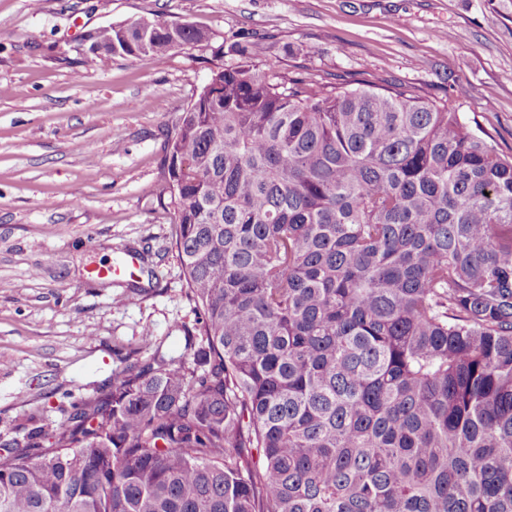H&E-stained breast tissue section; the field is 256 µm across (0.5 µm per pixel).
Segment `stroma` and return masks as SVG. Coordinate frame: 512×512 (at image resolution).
<instances>
[{
	"label": "stroma",
	"instance_id": "stroma-1",
	"mask_svg": "<svg viewBox=\"0 0 512 512\" xmlns=\"http://www.w3.org/2000/svg\"><path fill=\"white\" fill-rule=\"evenodd\" d=\"M143 18L262 41L268 66L422 86L512 150V0H0V445L61 432L129 349L185 352L162 163L210 70L187 47L86 62L87 31Z\"/></svg>",
	"mask_w": 512,
	"mask_h": 512
}]
</instances>
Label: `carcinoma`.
<instances>
[{
  "label": "carcinoma",
  "instance_id": "carcinoma-1",
  "mask_svg": "<svg viewBox=\"0 0 512 512\" xmlns=\"http://www.w3.org/2000/svg\"><path fill=\"white\" fill-rule=\"evenodd\" d=\"M205 32L139 21L101 53ZM224 46L172 126L193 360L139 351L54 440L0 452V512H512V154L420 87Z\"/></svg>",
  "mask_w": 512,
  "mask_h": 512
}]
</instances>
